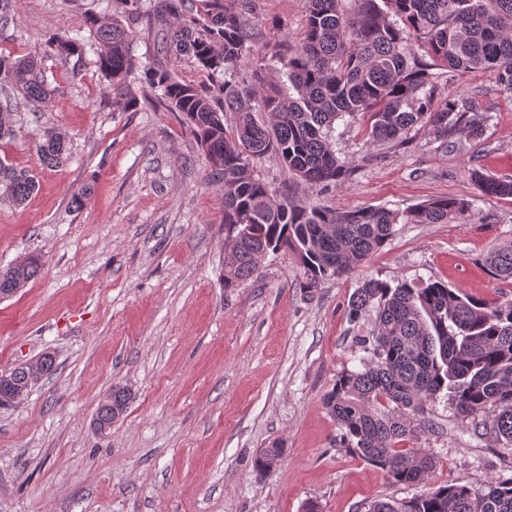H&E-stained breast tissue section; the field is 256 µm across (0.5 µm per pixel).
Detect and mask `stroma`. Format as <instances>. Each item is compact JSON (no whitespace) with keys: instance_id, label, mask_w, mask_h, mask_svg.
<instances>
[{"instance_id":"stroma-1","label":"stroma","mask_w":512,"mask_h":512,"mask_svg":"<svg viewBox=\"0 0 512 512\" xmlns=\"http://www.w3.org/2000/svg\"><path fill=\"white\" fill-rule=\"evenodd\" d=\"M105 13L104 0H20L0 50L17 58L56 32L88 36V17ZM305 20V0H256L241 78L267 43L297 42ZM96 59L45 56L54 99L42 116L15 112L16 137L0 142V159L38 180L26 204L0 202V267L40 260L37 276L0 300V370L55 359L51 375L0 409V512H366L421 493L341 447L323 398L359 366L355 340L373 327L348 317L362 278L512 297L482 262L512 241V199L481 195L469 178L474 169L512 178V93L480 69L448 76L446 91L485 117L476 137L456 131L443 142L419 125L404 144L379 145L362 117L337 122L336 153L355 167L337 188H309L274 156L256 161L274 194L296 202L402 211L448 196L470 207L462 224L396 225L361 269L315 290L289 250L228 288L224 196L203 152L175 113L113 111ZM43 123L68 134L67 164L39 157ZM116 384L136 398L103 435L94 413ZM434 415L440 433L417 442L437 462L427 484L480 488L512 474V456L461 423L447 398ZM275 442L278 465L257 474V450Z\"/></svg>"}]
</instances>
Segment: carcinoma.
<instances>
[{"instance_id": "carcinoma-1", "label": "carcinoma", "mask_w": 512, "mask_h": 512, "mask_svg": "<svg viewBox=\"0 0 512 512\" xmlns=\"http://www.w3.org/2000/svg\"><path fill=\"white\" fill-rule=\"evenodd\" d=\"M195 14L189 0H110L106 21L88 18L98 44L96 66L111 96L112 111L137 112L140 93L129 77L142 70L155 106L174 112L205 154L211 175L224 192V287L250 278L269 253L292 250L305 275L304 287L361 267L390 239L397 224L458 223L468 204L441 197L403 211L384 207L345 210L279 199L254 171L253 162L276 156L308 187H339L352 172L334 149V124L368 116L373 143L403 141L418 124L444 139L456 128L481 132V119L466 99L438 96L442 74L481 69L512 91V0H307L301 41L265 52L269 64L239 79L250 51L253 0H201ZM16 0H0V31L14 23ZM395 19H390V16ZM161 35L166 63L139 68L132 43L139 26ZM45 46L61 59L81 63L86 43L54 33ZM433 64L419 60L416 51ZM188 57L206 74L194 84L175 66ZM0 140L16 136L12 114L21 107L42 112L53 89L37 55L0 54ZM237 121L232 131L224 113ZM51 167L70 159L65 132L46 127L35 143ZM485 196L512 198V178L472 170ZM36 176L0 160V199L25 203ZM491 277L512 284V241L484 258ZM39 260L0 270V295L31 281ZM375 313L370 334L357 340L361 368L345 369L325 399L342 431L345 447L397 483L424 482L436 466L433 456L408 446L421 434L436 433L431 407L441 393L463 420L482 418L483 430L512 455V298L495 302L452 290L441 282L425 286L366 277L348 302L350 320ZM30 368L10 373L14 391L27 388ZM133 400L114 385L101 401L94 425L111 433ZM283 455L275 444L257 452L256 472L269 470ZM367 512H512V476H498L480 490L464 481L424 491L408 501L372 502Z\"/></svg>"}]
</instances>
